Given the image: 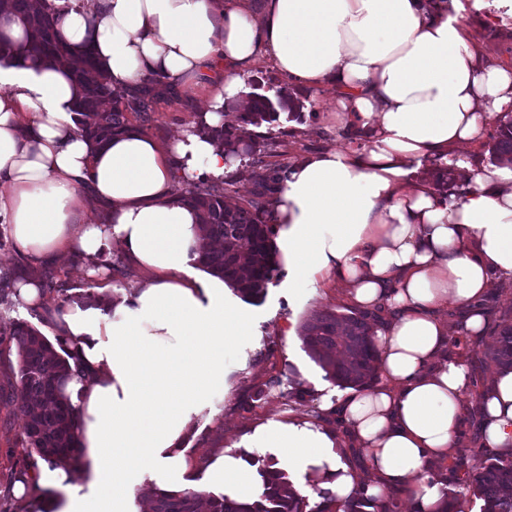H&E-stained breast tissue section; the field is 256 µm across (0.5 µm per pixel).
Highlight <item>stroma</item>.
<instances>
[{"mask_svg":"<svg viewBox=\"0 0 512 512\" xmlns=\"http://www.w3.org/2000/svg\"><path fill=\"white\" fill-rule=\"evenodd\" d=\"M453 5L455 12L466 18V32H483L484 37L477 45L483 59L491 64L512 66V40L484 33L486 26L500 27V19L476 6L473 0H453ZM296 94L305 100L304 119L287 123L294 145L286 155L280 156V163L289 165L307 153L346 148L347 141L333 120L335 90L300 87ZM208 104V95L202 89L164 98L155 105L149 121L142 123L141 128L155 141L167 144ZM88 266L86 257L76 248L53 263H35L20 254L10 238L0 239L1 271H16L27 276L50 274L77 294L89 290L100 294L111 288H136L155 277L154 272L129 262L123 274L94 281L86 276ZM226 299L247 312L249 334L242 343L238 359L225 372L223 396L191 407L184 442L198 456L222 448L245 446L248 436L260 425L314 419L319 398L341 392L340 387L325 379L320 367L303 350L298 329L303 319L315 310L350 313L353 305L346 288L328 277L315 287L300 290L293 287L291 273L286 270L269 285L262 303L245 302L231 292ZM510 308L512 282L506 281L490 289L484 300L487 331L482 339H469L448 349L449 358L465 364L471 381L464 393L466 408L475 407L479 384L489 383L498 372L485 349L502 322L503 312ZM273 376L280 377L281 386L265 389V382ZM17 380L15 351L0 352V492L16 482L25 455L21 431L26 416L21 403L12 396ZM295 388L306 389L305 398H286V391Z\"/></svg>","mask_w":512,"mask_h":512,"instance_id":"35a3bbf8","label":"stroma"}]
</instances>
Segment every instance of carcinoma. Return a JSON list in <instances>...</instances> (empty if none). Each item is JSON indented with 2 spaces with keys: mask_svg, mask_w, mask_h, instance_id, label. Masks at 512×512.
<instances>
[{
  "mask_svg": "<svg viewBox=\"0 0 512 512\" xmlns=\"http://www.w3.org/2000/svg\"><path fill=\"white\" fill-rule=\"evenodd\" d=\"M14 15L27 32L28 52L44 61L65 59L69 48L57 38V17L34 8L32 0H9ZM80 97L75 117L81 134L95 146L102 147L114 134L131 126V117L150 119L153 105L164 92L146 85L133 92H115L98 70L93 52L82 54L81 66L75 69ZM250 108L246 112L224 113V124L208 126L199 121V131L224 147V154L247 160L262 170L260 182L244 204L228 201L231 181L201 179L176 190L178 200L203 214L202 238L195 265L203 272L224 279V283L245 301H259L268 285L281 274L274 238L276 225L263 220L271 215L274 195L287 166L268 161L283 146L273 136L281 114L300 119L303 102L274 81L262 92L247 94ZM266 127L260 132L258 128ZM488 143L489 159L496 164L512 162V112L497 116L494 133ZM44 292L51 295L54 307L32 310L44 318L51 312L61 316L74 306L94 298L87 291L73 295L63 285L47 280ZM373 323L367 311L350 314L314 311L299 328L304 351L325 373L326 380L347 388H367L376 380L378 349L373 339ZM15 345L18 356L19 386L17 398L27 407L38 400L42 407L28 414L23 426L22 442L28 449L26 466H34L33 457L51 463L67 457L80 459V449L73 420V408L62 390V381L71 375L72 352L60 338L50 340L29 321L16 319L0 326V344ZM500 368L512 369V324H504L486 349ZM444 480L443 499L438 512H451L448 506L459 501L478 503L479 512H512V453L499 454L487 449L475 455V463L465 456L455 458ZM260 493L251 502L224 494H201L194 490L159 493L155 512H197L199 501L208 512H398L396 492L380 501L364 485L341 501L328 491H318V500L299 493L286 473L269 462L258 468Z\"/></svg>",
  "mask_w": 512,
  "mask_h": 512,
  "instance_id": "obj_1",
  "label": "carcinoma"
}]
</instances>
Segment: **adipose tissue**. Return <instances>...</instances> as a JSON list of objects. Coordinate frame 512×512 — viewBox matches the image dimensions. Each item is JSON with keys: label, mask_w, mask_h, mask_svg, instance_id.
<instances>
[{"label": "adipose tissue", "mask_w": 512, "mask_h": 512, "mask_svg": "<svg viewBox=\"0 0 512 512\" xmlns=\"http://www.w3.org/2000/svg\"><path fill=\"white\" fill-rule=\"evenodd\" d=\"M59 13L62 62L28 55L25 30L0 0V223L36 261L78 246L95 258L119 244L157 279L103 306L64 317L55 333L80 368L64 383L94 498L73 496L65 512H140L135 473L150 493L195 488L191 476L251 499L249 457L225 449L190 461L182 438L193 404L224 393V372L249 334L223 279H188L203 216L178 202L177 182L218 179L236 167L222 146L185 129L163 146L138 128L93 149L73 112L71 74L93 47L113 90L159 79L184 92L208 83V124L224 122L242 73L259 57L298 85L331 87L337 126L363 144L307 156L288 169L272 221L293 273L311 288L324 276L364 310L391 317L373 328L387 386L338 396L336 406L368 451L366 475L341 460L322 423L258 427L253 448H272L289 466L345 499L367 481L373 495L411 493L436 512L434 467L454 447L465 406L466 368L445 359L451 329L439 310H465L483 336L481 303L495 278L512 279V163L473 168L464 147L484 139L489 119L512 111V69L485 63L458 15L437 0H36ZM452 167L461 191H438L422 167ZM103 219H89L95 208ZM484 445L512 452V371L484 391ZM72 462L28 470L14 493L70 489Z\"/></svg>", "instance_id": "obj_1"}]
</instances>
